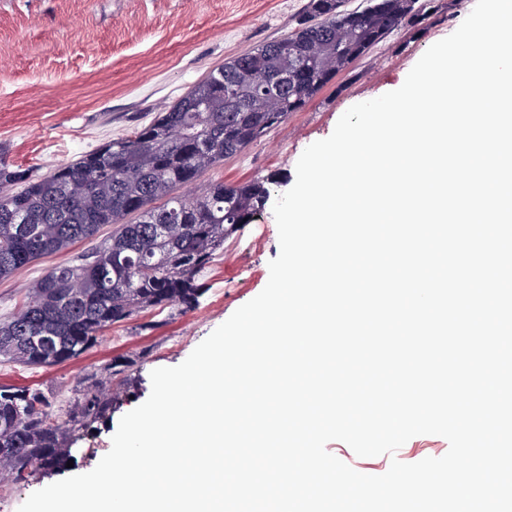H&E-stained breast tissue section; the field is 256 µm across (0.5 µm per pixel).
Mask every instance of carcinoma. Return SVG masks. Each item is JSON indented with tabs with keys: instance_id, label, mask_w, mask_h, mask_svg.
<instances>
[{
	"instance_id": "obj_1",
	"label": "carcinoma",
	"mask_w": 512,
	"mask_h": 512,
	"mask_svg": "<svg viewBox=\"0 0 512 512\" xmlns=\"http://www.w3.org/2000/svg\"><path fill=\"white\" fill-rule=\"evenodd\" d=\"M436 11L434 0H377L347 12L342 0H309L307 17L283 37L209 72L133 135L112 139L36 177L0 156V280L79 241L112 236L72 263L51 268L30 300L0 320V362L51 366L80 357L101 333L144 310L194 309L200 278L224 238L251 223L269 197V179L213 182L187 203L175 194L225 157L242 152L303 109L336 75L395 29ZM288 75L274 94L269 76ZM138 216L126 224L129 215ZM137 360L119 355L67 411L72 431L112 419L133 387ZM45 394L0 386V448L12 449L14 480L63 470L68 432Z\"/></svg>"
}]
</instances>
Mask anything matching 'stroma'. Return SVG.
Wrapping results in <instances>:
<instances>
[{
	"label": "stroma",
	"mask_w": 512,
	"mask_h": 512,
	"mask_svg": "<svg viewBox=\"0 0 512 512\" xmlns=\"http://www.w3.org/2000/svg\"><path fill=\"white\" fill-rule=\"evenodd\" d=\"M308 2L0 0V156L42 176L108 140L131 135L224 62L293 31ZM475 3L455 0L421 24L395 30L261 142L208 170L190 192L200 193L214 181L235 184L272 174L269 199L277 201L293 186L302 152L329 137L351 106L398 89L424 52L451 35ZM271 204L225 240L202 276L205 292L195 309L140 313L60 365L0 364V385L38 388L59 407L112 357L146 351L130 397L110 422L72 436V474L91 471L110 450L122 415L149 397L153 369L181 364L266 286L269 263L279 254ZM70 259L67 253L47 256L1 280L0 319L26 302L33 281ZM326 449L360 473L381 475L392 460L438 458L449 444L438 435H418L395 455L366 458L341 441Z\"/></svg>",
	"instance_id": "35a3bbf8"
}]
</instances>
